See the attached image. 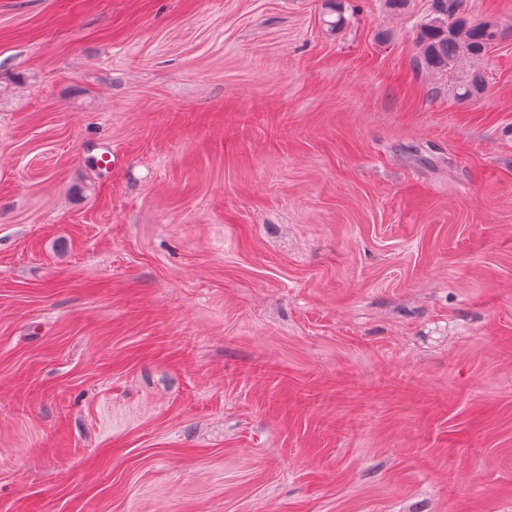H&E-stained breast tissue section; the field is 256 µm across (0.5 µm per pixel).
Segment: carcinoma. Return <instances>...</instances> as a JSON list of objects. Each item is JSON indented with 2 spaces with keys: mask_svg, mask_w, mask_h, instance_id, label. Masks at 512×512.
<instances>
[{
  "mask_svg": "<svg viewBox=\"0 0 512 512\" xmlns=\"http://www.w3.org/2000/svg\"><path fill=\"white\" fill-rule=\"evenodd\" d=\"M465 0H431L429 17L419 26L420 63L432 70H446L463 57L480 58L501 37L491 18L466 22ZM485 77L471 72L457 84V97L469 100L481 95Z\"/></svg>",
  "mask_w": 512,
  "mask_h": 512,
  "instance_id": "cac0c4a2",
  "label": "carcinoma"
}]
</instances>
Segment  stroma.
I'll return each instance as SVG.
<instances>
[{
    "instance_id": "obj_1",
    "label": "stroma",
    "mask_w": 512,
    "mask_h": 512,
    "mask_svg": "<svg viewBox=\"0 0 512 512\" xmlns=\"http://www.w3.org/2000/svg\"><path fill=\"white\" fill-rule=\"evenodd\" d=\"M342 4L0 0V512H512V0ZM465 0H431L430 12L419 26L420 63L432 70H448L463 57L480 58L501 37L492 18L466 22ZM430 16V17H429ZM485 77L480 71H472L465 79L457 84V97L460 100H469L481 95L485 89Z\"/></svg>"
}]
</instances>
